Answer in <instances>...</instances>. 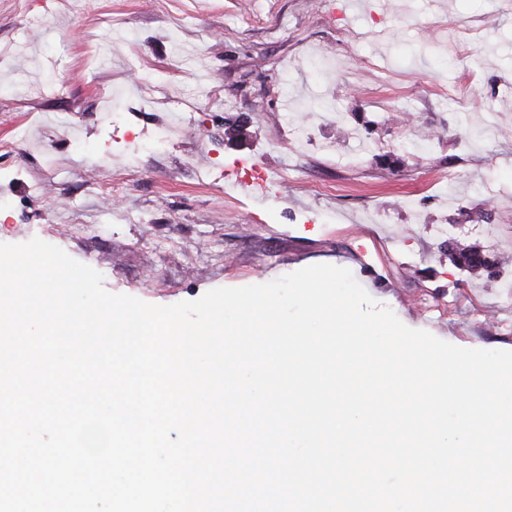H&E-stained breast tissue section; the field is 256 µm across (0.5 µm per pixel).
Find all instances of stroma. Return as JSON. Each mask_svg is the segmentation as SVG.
<instances>
[{
	"label": "stroma",
	"instance_id": "1",
	"mask_svg": "<svg viewBox=\"0 0 512 512\" xmlns=\"http://www.w3.org/2000/svg\"><path fill=\"white\" fill-rule=\"evenodd\" d=\"M0 58V243L155 305L332 264L512 350V263L444 246L512 255V0H0ZM448 246V258L460 269H465L468 273L477 278L488 271L492 275L491 269L498 264L506 263L508 258L490 261L486 254L477 246L465 245L452 235L445 240Z\"/></svg>",
	"mask_w": 512,
	"mask_h": 512
}]
</instances>
